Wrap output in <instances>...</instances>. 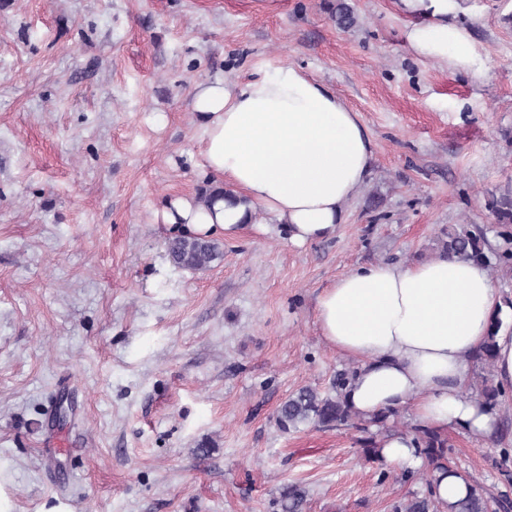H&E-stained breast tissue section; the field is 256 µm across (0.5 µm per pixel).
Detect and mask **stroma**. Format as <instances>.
Returning a JSON list of instances; mask_svg holds the SVG:
<instances>
[{"mask_svg":"<svg viewBox=\"0 0 512 512\" xmlns=\"http://www.w3.org/2000/svg\"><path fill=\"white\" fill-rule=\"evenodd\" d=\"M0 0V490L13 512H396L426 469L382 467L364 431L278 428L300 388L351 359L318 295L361 266L436 251L512 194V0H466L483 66L416 57L394 0ZM288 63L367 129L372 174L336 234L278 225L221 240L209 269L174 266L169 199L200 194V81ZM495 431L448 432V458L512 495V390Z\"/></svg>","mask_w":512,"mask_h":512,"instance_id":"stroma-1","label":"stroma"}]
</instances>
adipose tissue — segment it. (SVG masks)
<instances>
[{"label":"adipose tissue","mask_w":512,"mask_h":512,"mask_svg":"<svg viewBox=\"0 0 512 512\" xmlns=\"http://www.w3.org/2000/svg\"><path fill=\"white\" fill-rule=\"evenodd\" d=\"M463 3L396 0L412 20L410 50L473 69L480 54L457 20ZM192 107L203 136L201 172L236 200L176 197L163 223L202 237L278 224L295 245L333 236L345 223L347 204L370 178L372 152L358 112L323 81L288 64L202 82ZM316 313L326 343L357 362L344 397L363 418L406 409L418 423L474 438L495 429L496 408L465 389L473 356L489 341L496 381L512 389V331L495 325L503 308L482 263L438 254L361 266L320 293ZM377 444L388 467L424 464L411 434H384Z\"/></svg>","instance_id":"obj_1"}]
</instances>
